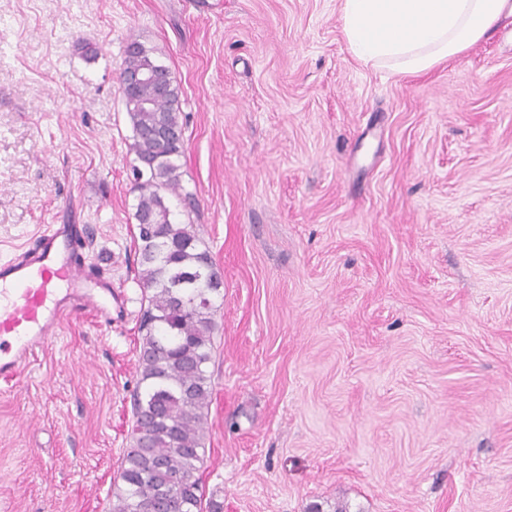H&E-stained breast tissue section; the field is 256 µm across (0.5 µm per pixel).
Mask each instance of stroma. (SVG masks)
<instances>
[{
	"instance_id": "1",
	"label": "stroma",
	"mask_w": 512,
	"mask_h": 512,
	"mask_svg": "<svg viewBox=\"0 0 512 512\" xmlns=\"http://www.w3.org/2000/svg\"><path fill=\"white\" fill-rule=\"evenodd\" d=\"M0 0V260L84 224L122 311L0 380V512H108L144 292L120 90L179 89L214 300L206 498L222 512H512V16L409 75L340 0ZM92 46L95 60L82 48Z\"/></svg>"
}]
</instances>
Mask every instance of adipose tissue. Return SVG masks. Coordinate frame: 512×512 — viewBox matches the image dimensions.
Here are the masks:
<instances>
[{"instance_id": "adipose-tissue-1", "label": "adipose tissue", "mask_w": 512, "mask_h": 512, "mask_svg": "<svg viewBox=\"0 0 512 512\" xmlns=\"http://www.w3.org/2000/svg\"><path fill=\"white\" fill-rule=\"evenodd\" d=\"M354 56L422 73L461 54L512 15V0H341Z\"/></svg>"}]
</instances>
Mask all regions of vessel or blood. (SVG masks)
Here are the masks:
<instances>
[{"label":"vessel or blood","mask_w":512,"mask_h":512,"mask_svg":"<svg viewBox=\"0 0 512 512\" xmlns=\"http://www.w3.org/2000/svg\"><path fill=\"white\" fill-rule=\"evenodd\" d=\"M81 224H44L33 245L0 263V379L17 377L62 319L95 309L112 314V284L91 277L80 257Z\"/></svg>","instance_id":"obj_1"}]
</instances>
